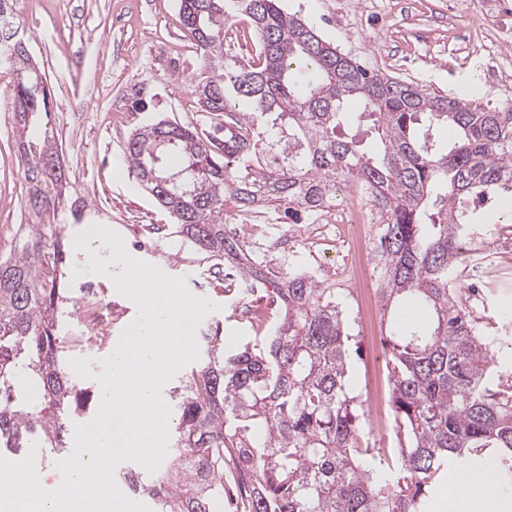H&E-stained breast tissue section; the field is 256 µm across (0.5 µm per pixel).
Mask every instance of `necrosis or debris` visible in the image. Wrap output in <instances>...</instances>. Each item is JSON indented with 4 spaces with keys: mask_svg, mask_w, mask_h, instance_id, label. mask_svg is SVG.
Segmentation results:
<instances>
[{
    "mask_svg": "<svg viewBox=\"0 0 512 512\" xmlns=\"http://www.w3.org/2000/svg\"><path fill=\"white\" fill-rule=\"evenodd\" d=\"M347 191L344 204L326 200L305 222L283 226L281 207L259 205L237 211L224 230L241 244L249 263L265 269L273 255L285 258L301 252L308 268L341 285L357 288L358 324L367 331L377 307V291L368 274L375 254L376 227L361 190L351 185Z\"/></svg>",
    "mask_w": 512,
    "mask_h": 512,
    "instance_id": "obj_1",
    "label": "necrosis or debris"
}]
</instances>
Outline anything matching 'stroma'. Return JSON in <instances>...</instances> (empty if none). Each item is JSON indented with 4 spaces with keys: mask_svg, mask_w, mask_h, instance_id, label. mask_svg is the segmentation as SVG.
Instances as JSON below:
<instances>
[{
    "mask_svg": "<svg viewBox=\"0 0 512 512\" xmlns=\"http://www.w3.org/2000/svg\"><path fill=\"white\" fill-rule=\"evenodd\" d=\"M454 0H283L287 11L301 14L325 39L369 67L410 79L438 91L464 95L472 66H480L485 98L500 109H512V41H500L512 28V0H497L487 12L484 0H469L465 15H456ZM14 24L48 80L50 124L70 179L65 205L38 215L24 206L27 185L16 150L13 114L16 77L0 62V255L14 250L22 224H62L68 237L82 232L72 223L69 204L79 200L96 211L95 222L118 232L128 252L171 276L185 277L189 290L219 304L218 312L200 323L223 327L221 347L231 350L254 340L250 323L237 312L241 296L231 291L222 271L206 254L177 235L144 243L149 224L171 218L149 192L137 184L123 161V147L137 128L162 119L184 125L205 122L192 84L204 63L186 36L177 0H26ZM81 115H73L74 101ZM512 258L499 277L482 288L491 336L504 333L498 313L512 304ZM100 287L108 321L88 325L75 308L88 284ZM72 310L62 334L80 337L68 358L91 361L92 378L79 379L94 388L102 358L116 348L137 308L118 294L111 280L78 277L67 283Z\"/></svg>",
    "mask_w": 512,
    "mask_h": 512,
    "instance_id": "stroma-1",
    "label": "stroma"
}]
</instances>
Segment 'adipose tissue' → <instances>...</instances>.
Returning <instances> with one entry per match:
<instances>
[{"mask_svg": "<svg viewBox=\"0 0 512 512\" xmlns=\"http://www.w3.org/2000/svg\"><path fill=\"white\" fill-rule=\"evenodd\" d=\"M448 512H512V498L494 483L490 472L469 471L452 475Z\"/></svg>", "mask_w": 512, "mask_h": 512, "instance_id": "obj_1", "label": "adipose tissue"}]
</instances>
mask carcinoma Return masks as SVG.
I'll return each mask as SVG.
<instances>
[{"label": "carcinoma", "mask_w": 512, "mask_h": 512, "mask_svg": "<svg viewBox=\"0 0 512 512\" xmlns=\"http://www.w3.org/2000/svg\"><path fill=\"white\" fill-rule=\"evenodd\" d=\"M282 0H179L205 71L194 94L200 129L159 121L126 142L124 161L188 242L214 261L240 259L224 234V206H288L296 220L338 185L359 181L379 220L375 250L387 314L391 407L398 447L387 469H367L358 397L347 390L351 335L334 289L309 274L272 273L281 299L259 348L224 355L218 336L176 394L178 423L166 463L121 469L157 512H214L224 465L236 469L238 512H427L448 469H478L512 487V372L497 370L498 339L484 334L459 269L485 246L478 211L512 201V110L476 93L461 98L368 68L320 36ZM239 14L236 42L224 27ZM0 28V60L15 66L19 156L26 207L61 203L68 181L56 142L40 127L50 90L25 42ZM311 80L298 84L297 71ZM371 122L365 146L345 133ZM0 258V456L37 443L55 457L74 446L88 391L67 363L59 323V224H21Z\"/></svg>", "instance_id": "1"}]
</instances>
